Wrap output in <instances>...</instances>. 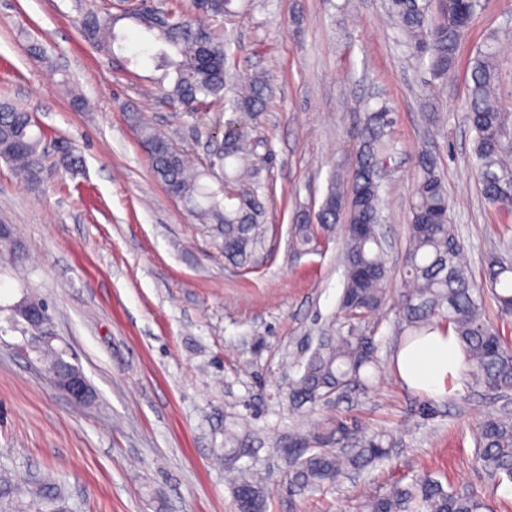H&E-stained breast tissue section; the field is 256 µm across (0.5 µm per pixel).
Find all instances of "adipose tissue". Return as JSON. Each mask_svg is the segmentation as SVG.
<instances>
[{
  "mask_svg": "<svg viewBox=\"0 0 512 512\" xmlns=\"http://www.w3.org/2000/svg\"><path fill=\"white\" fill-rule=\"evenodd\" d=\"M395 369L408 388L438 396L463 376L467 363L453 332L439 329L401 348Z\"/></svg>",
  "mask_w": 512,
  "mask_h": 512,
  "instance_id": "adipose-tissue-1",
  "label": "adipose tissue"
}]
</instances>
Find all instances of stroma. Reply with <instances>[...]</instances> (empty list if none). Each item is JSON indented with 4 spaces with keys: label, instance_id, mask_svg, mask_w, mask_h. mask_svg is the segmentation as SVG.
<instances>
[{
    "label": "stroma",
    "instance_id": "obj_1",
    "mask_svg": "<svg viewBox=\"0 0 512 512\" xmlns=\"http://www.w3.org/2000/svg\"><path fill=\"white\" fill-rule=\"evenodd\" d=\"M389 0H233L220 19L232 76L266 73L271 93L250 125L261 140L257 180L270 231L252 271L228 263L207 229L155 178L129 117L164 130L202 163L233 112L189 114L151 93L153 68L128 31L105 54L81 33L86 11L112 0H0V103L32 113L47 133L43 180L19 181L0 161V221L25 248L0 273V305L22 292L50 304L54 330L77 352L94 391L80 406L0 338V463L63 481L74 512H236L220 458L225 427L246 431L241 465L265 478L268 512H358L405 476L425 471L458 491L486 488L492 512H512V483L475 460L473 429L512 414V391L462 378L420 418L423 394L393 371L395 318L367 322L381 342L370 391L295 410L288 388L319 337L335 334L343 288L339 228L315 249L293 241L298 215L317 210L334 171L355 160L366 112L387 108L395 145L383 192L388 288L401 286L409 199L420 153L431 154L454 203L467 268L482 281L486 252L512 241V215L486 204L471 171L469 65L489 36L501 47L499 101L512 113V0H482L441 92L426 60L399 39ZM39 44L45 58L29 50ZM139 53L138 65L126 57ZM87 101L73 107L66 85ZM81 160L57 163L61 149ZM343 416L386 430L389 460L305 497L286 491L290 449Z\"/></svg>",
    "mask_w": 512,
    "mask_h": 512
}]
</instances>
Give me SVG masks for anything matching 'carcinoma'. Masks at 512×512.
Wrapping results in <instances>:
<instances>
[{"label":"carcinoma","mask_w":512,"mask_h":512,"mask_svg":"<svg viewBox=\"0 0 512 512\" xmlns=\"http://www.w3.org/2000/svg\"><path fill=\"white\" fill-rule=\"evenodd\" d=\"M232 0H192L194 10L207 17L231 13ZM115 12H87L85 38L98 50L124 49L126 36L118 24L128 21L153 44L154 67L171 78L165 98L192 113L209 112L224 100L227 82L224 36L217 30L192 25L181 7L171 0H155L141 9L129 0H116ZM390 9L403 35L429 54L433 74L451 70L458 43L474 16L470 0H440L435 21L427 19L419 0H391ZM496 36H491L471 61L468 112L475 132L473 172L484 198L498 210L512 212V114L499 106ZM266 81L246 75L236 85L230 107L260 112ZM143 147L149 153L153 174L168 194L206 225L219 240L224 259L245 270L256 264L265 244L266 225L260 186L248 179L256 158L248 131L238 126L224 135V146L207 164L192 165L181 151L162 153L158 147L169 138L131 117ZM390 113H367L360 130L359 148L350 179L331 177L317 211L302 214L295 227V242L306 247L316 231L343 223L344 283L338 317L347 330L325 336L301 364L300 376L291 384L288 399L297 408L341 399L354 388L364 390L370 377L363 374L378 363V343L362 323L389 301V270L384 244L376 227L384 221L382 183H371V171L390 158L392 143L386 138ZM45 139L32 114L8 103L0 104V159L28 183L41 179ZM450 200L433 157L422 153L410 200L411 222L404 248L403 278L392 304L397 334L407 342L434 327L456 336L470 368L472 384L487 391L512 389V344L486 319V295L499 310L512 313V247L487 253L488 280L474 284L467 273L463 246L449 224ZM476 460L493 478L512 481V417L491 415L473 436ZM313 446L296 457L288 474V493L303 496L335 483L347 473H358L385 460L392 435L378 431L363 434L338 418L312 436ZM245 449L239 433L224 429V461L235 472L233 495L237 512H267L265 489L251 473L236 466ZM65 508L60 488L46 479L15 481L10 472L0 478V512H47ZM360 512H490L485 495L477 490L458 492L430 473L399 479L378 497L364 500Z\"/></svg>","instance_id":"obj_1"}]
</instances>
